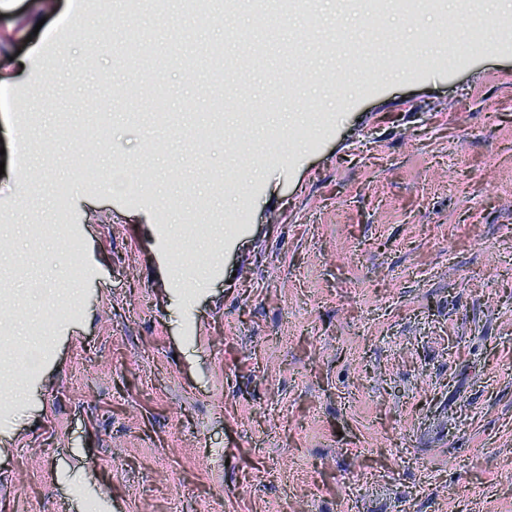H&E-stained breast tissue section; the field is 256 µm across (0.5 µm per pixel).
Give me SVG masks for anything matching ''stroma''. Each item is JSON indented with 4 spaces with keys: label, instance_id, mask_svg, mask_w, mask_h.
<instances>
[{
    "label": "stroma",
    "instance_id": "1",
    "mask_svg": "<svg viewBox=\"0 0 512 512\" xmlns=\"http://www.w3.org/2000/svg\"><path fill=\"white\" fill-rule=\"evenodd\" d=\"M73 2L0 0V512H512V0L358 77L351 0Z\"/></svg>",
    "mask_w": 512,
    "mask_h": 512
}]
</instances>
